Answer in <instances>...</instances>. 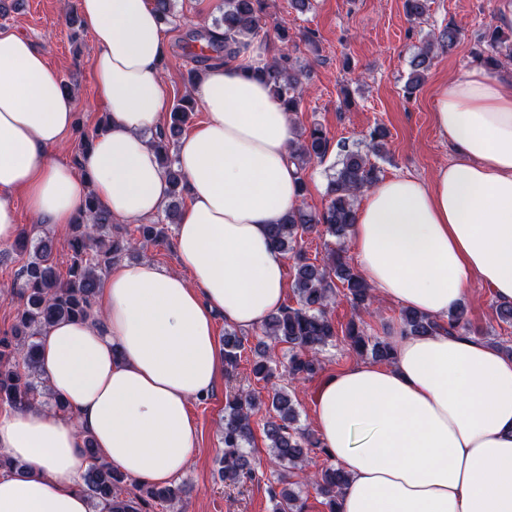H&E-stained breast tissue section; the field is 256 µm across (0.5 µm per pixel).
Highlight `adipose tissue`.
Returning a JSON list of instances; mask_svg holds the SVG:
<instances>
[{
  "instance_id": "ef3b65f1",
  "label": "adipose tissue",
  "mask_w": 512,
  "mask_h": 512,
  "mask_svg": "<svg viewBox=\"0 0 512 512\" xmlns=\"http://www.w3.org/2000/svg\"><path fill=\"white\" fill-rule=\"evenodd\" d=\"M95 42L105 130L78 163L57 157L76 100L27 38L0 29V242L18 233L15 194L36 223L65 229L87 193L114 220L158 214L169 185L147 135L165 108L167 53L153 0H77ZM255 51L212 64L195 93L207 119L184 136L187 183L171 272L149 261L106 273L98 318L61 321L39 368L61 415L32 404L0 417V512H89L97 458L146 485L188 467L199 439L192 402L224 369L214 320L250 330L279 310L285 259L268 227L301 202L293 123L259 79ZM434 125L456 155L431 180L398 176L361 195L351 247L384 298L447 317L479 280L512 303V78L481 67L434 95ZM392 362H357L319 388L314 424L349 474L340 512H512V356L471 336L396 327Z\"/></svg>"
}]
</instances>
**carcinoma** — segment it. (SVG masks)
I'll list each match as a JSON object with an SVG mask.
<instances>
[{
  "mask_svg": "<svg viewBox=\"0 0 512 512\" xmlns=\"http://www.w3.org/2000/svg\"><path fill=\"white\" fill-rule=\"evenodd\" d=\"M267 0H224L220 18L193 35L204 40L208 53L197 59L201 67L189 71L188 80L195 83L202 68L216 61L234 58L258 39L269 36L263 18ZM406 15L413 21L427 16L430 0H404ZM457 32L452 26L443 29L440 39L423 44L409 61L405 92L413 94L423 82L431 65L435 46L452 49ZM481 62L492 70L512 60V30L494 29L487 35L486 49L480 54ZM262 78L272 94L282 101L287 111H297L301 101L300 78L296 63L284 52L262 70ZM195 100L185 95L176 100L170 110L168 125L152 137L151 144L169 183V201L164 208L165 217L174 219L185 193L181 171L176 166L173 145L180 137L190 115L196 111ZM387 137L386 129L376 126L368 135L365 148L342 147L336 170L329 176L325 194L328 205L321 212H312L300 205L288 212L279 224L270 228L273 243L283 253L295 257L293 289L297 306H284L263 323V333L275 344L288 345L285 371L291 380L309 379L321 368L319 353L336 341L338 331L328 316V308L335 295V281L346 288V296L356 313L368 311L372 303L371 288L347 264L343 248H332L321 262L310 261L300 247L302 235L319 227L338 239L346 236L354 224L357 196L378 181V170L370 156L383 157ZM328 152V140L321 126L314 125L299 134L291 146L290 157L298 168ZM139 238L112 224V216L97 199L86 196L76 220L70 224L66 273H61L54 257L51 240L34 239L21 232L15 239V251L25 261L21 265L16 285L22 301L18 323L12 336H0V406L15 408L35 404L44 386L40 381L38 365L39 340L44 330L57 321L84 320L94 315L97 295L103 277L122 255L137 247H145L164 235V228L156 224L137 227ZM403 326L413 335H433L440 330L451 333L463 327L464 311L456 308L448 318L433 320L411 309L402 311ZM344 340L358 355L371 353L379 362L393 359V347L377 337L369 336L355 322L343 331ZM247 337L236 330L224 331V371L232 373L238 366ZM253 366L257 381H269L278 371V362L270 345L257 343ZM262 400L252 391L237 390L229 393L224 407V456L220 460V478L233 483L250 481L254 476L245 455L246 446L253 437L252 416L259 410ZM268 417L263 433L271 463L277 467L276 482L269 485L273 503L272 512H305L302 497L290 481L291 470L306 466L311 451L317 449L328 454L315 434L295 426L297 411L288 388L272 389L267 397ZM88 455L94 463L84 477L83 491L107 512H155V509L179 497L180 489L173 485H142L130 481L128 475L101 462L92 443H86ZM313 482L325 499L329 512H339L338 497L346 483L341 468L325 467L314 473Z\"/></svg>",
  "mask_w": 512,
  "mask_h": 512,
  "instance_id": "cac0c4a2",
  "label": "carcinoma"
}]
</instances>
